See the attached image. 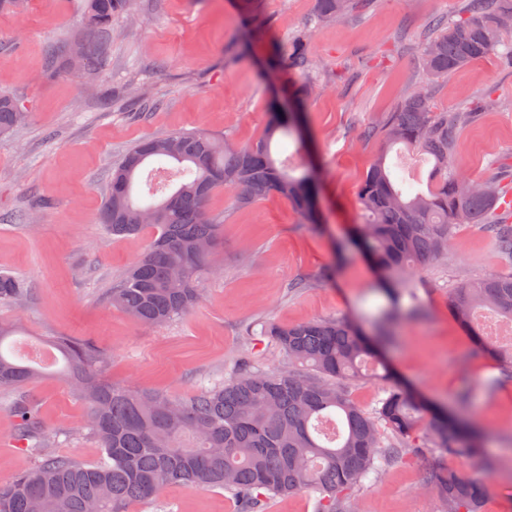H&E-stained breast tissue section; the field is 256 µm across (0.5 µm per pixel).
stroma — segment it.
<instances>
[{
  "label": "stroma",
  "mask_w": 512,
  "mask_h": 512,
  "mask_svg": "<svg viewBox=\"0 0 512 512\" xmlns=\"http://www.w3.org/2000/svg\"><path fill=\"white\" fill-rule=\"evenodd\" d=\"M313 3L259 0L255 18L243 0H135L133 17L113 18L110 63L91 81L52 72L47 57L49 44L83 34V0H30L23 14L0 15V90L15 94L27 114L0 138V270L31 290L24 307L0 306V324L42 346L54 336L91 339L107 356L106 380L181 399L224 381L247 351L259 368H287L277 348L256 339L266 322L349 319L374 332L384 277L351 237L364 221L356 186L380 144L360 132L382 125L414 89L429 22L456 17L467 0H374L327 22L315 20ZM259 18L265 37L256 41L251 31ZM299 35L316 64L318 91L303 107L304 146L284 139L274 154L315 170L321 224H304L276 195L242 207L232 190L218 191L209 208L224 220L222 243L202 302L164 326L133 321L106 294L156 230L145 227L135 238L101 231L96 219L113 164L137 142L177 131L255 143L271 101L283 99L295 78L272 69L268 57L287 54ZM129 90L152 108L129 110ZM107 92L108 108L100 104ZM476 95L492 104L457 131L452 157L468 178L487 181L512 165V67L500 54L440 80L433 102L458 112ZM501 270L489 236L478 225H458L447 256L409 274L426 319L401 322L384 354L409 388L460 414L482 436L484 457L454 464L486 475L483 512H512V377L502 363L473 355L472 338L451 315L449 300L459 283ZM492 376L500 380L493 391L486 386ZM28 395L44 429L61 434L59 453L98 459L92 439L66 434L85 417L86 405L54 368L32 382ZM12 398L0 391V482L32 464L14 442ZM447 462L422 446L363 484L358 512H443L422 476ZM129 512H239V506L221 489L171 485L160 501L133 503Z\"/></svg>",
  "instance_id": "1"
}]
</instances>
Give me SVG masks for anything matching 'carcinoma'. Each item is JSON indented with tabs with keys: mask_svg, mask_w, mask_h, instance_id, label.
<instances>
[{
	"mask_svg": "<svg viewBox=\"0 0 512 512\" xmlns=\"http://www.w3.org/2000/svg\"><path fill=\"white\" fill-rule=\"evenodd\" d=\"M359 2L314 0V17L336 19ZM469 2L468 12L439 19L425 36L416 89L380 127L363 130L382 146L356 188L365 222L355 229L354 242L389 278L448 252L459 224L482 226L500 262L512 266V222L500 213L512 206V185L502 178L470 181L450 154L455 131L471 124L490 101L476 99L465 112L431 104L439 80L496 51L501 29L512 25V0ZM133 11L134 0H84L88 35L62 49L49 47L52 68L69 72L74 59L78 76H96L109 64L112 18L131 17ZM274 59L298 75L287 88L295 108L272 107L255 143L175 132L139 142L113 166L98 216L102 231L114 238L136 236L145 228L138 216H155L154 240L107 295L137 322L164 325L200 303V277L221 243L222 220L208 208L217 190L234 191L243 206L278 195L305 223H318L313 178L304 167L294 174L272 150L282 138L304 139L296 106L316 91L308 77L312 64L300 38L286 57ZM24 119L20 100L0 92V137ZM396 145L432 162L427 190L399 180L388 161ZM28 293L22 279L0 272V305L19 306ZM478 309L512 324L511 272L459 285L450 304L472 336L474 354L501 362L494 337L475 325ZM425 316L417 286L405 284L388 293L372 337L347 320L269 323L263 337L288 358V368L261 370L244 360L224 383L204 386L187 400L115 385L101 376L105 355L92 341L54 336L51 347L61 356V372L87 405L82 429L102 451L95 463L55 452V436L42 427L37 405L25 394L44 367L0 349V390L15 394L14 436L34 458L31 468L0 483V512H128L131 503L155 500L172 484L223 489L245 512L299 492L314 496L316 512H356L355 491L417 453L422 433L448 458H475L481 438L395 383L383 356L382 344L395 338L401 320ZM365 376L388 384L386 397L371 412L348 395V386ZM425 484L444 512H482L488 493L487 477L447 465L426 476Z\"/></svg>",
	"mask_w": 512,
	"mask_h": 512,
	"instance_id": "obj_1",
	"label": "carcinoma"
}]
</instances>
